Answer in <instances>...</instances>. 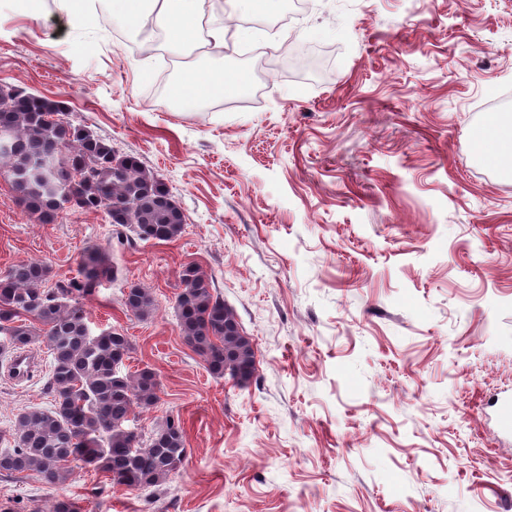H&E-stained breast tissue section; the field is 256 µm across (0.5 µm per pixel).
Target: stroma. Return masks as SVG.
<instances>
[{
	"instance_id": "stroma-1",
	"label": "stroma",
	"mask_w": 512,
	"mask_h": 512,
	"mask_svg": "<svg viewBox=\"0 0 512 512\" xmlns=\"http://www.w3.org/2000/svg\"><path fill=\"white\" fill-rule=\"evenodd\" d=\"M287 18L225 26L236 49L182 58L99 13L0 12V82L60 102L139 158L181 206L184 232L114 252L122 276L84 300L116 327L124 368L157 373L136 411L180 418L187 460L160 489L75 465L52 487L0 476V512H512V438L492 402L512 390V175L473 154L479 108L512 122V0H308ZM248 71L210 111L159 81ZM113 227L77 209L43 224L0 178V272L37 260L51 282ZM197 265L255 344L245 386L210 375L178 332L179 273ZM150 288L145 319L122 305ZM13 381L0 357V446L49 408L51 356ZM127 293H123L122 305L126 312L136 318L143 319L154 308V297L149 289L140 284H130Z\"/></svg>"
}]
</instances>
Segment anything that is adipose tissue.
<instances>
[{
  "label": "adipose tissue",
  "instance_id": "1",
  "mask_svg": "<svg viewBox=\"0 0 512 512\" xmlns=\"http://www.w3.org/2000/svg\"><path fill=\"white\" fill-rule=\"evenodd\" d=\"M58 13L74 27L90 25L98 11H105L132 30L153 25L164 37L165 45L174 52L189 53L196 40L220 49L224 46V29L205 26V0H54ZM250 85L247 72L234 79L223 73L208 71L173 83L170 96L184 104L223 99L242 94Z\"/></svg>",
  "mask_w": 512,
  "mask_h": 512
}]
</instances>
